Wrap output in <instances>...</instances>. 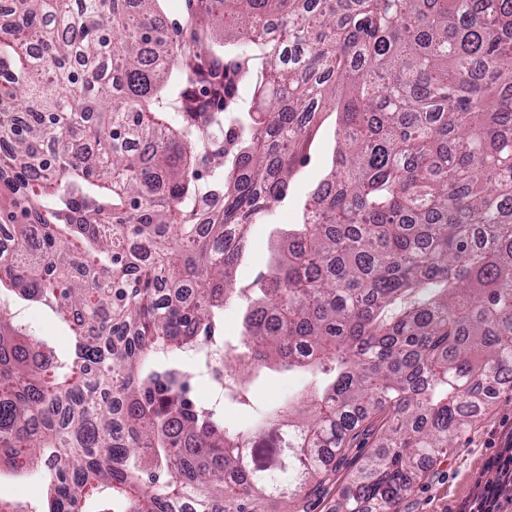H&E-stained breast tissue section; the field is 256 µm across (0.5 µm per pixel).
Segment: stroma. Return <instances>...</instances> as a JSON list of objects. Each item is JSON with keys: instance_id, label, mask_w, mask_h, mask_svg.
Returning a JSON list of instances; mask_svg holds the SVG:
<instances>
[{"instance_id": "35a3bbf8", "label": "stroma", "mask_w": 512, "mask_h": 512, "mask_svg": "<svg viewBox=\"0 0 512 512\" xmlns=\"http://www.w3.org/2000/svg\"><path fill=\"white\" fill-rule=\"evenodd\" d=\"M338 116L328 113L310 151V158L299 166L288 197L277 203L270 219L251 225L248 247L237 270L239 287H249L258 274L265 271L271 257L276 230L296 223L306 195L331 167L337 145ZM9 302L16 322L25 325L30 334L54 347L58 355L71 349L68 328L46 307L10 295ZM316 375L303 371L264 372L250 383L249 406L225 405L224 423L239 427L250 410H263L287 401L301 389L314 386ZM373 427L363 425L342 455L337 456L322 486L305 501V512H336V503L346 489L349 474L371 453ZM512 445V383L500 386L497 395L476 418L471 430L452 448L447 457L437 460L411 492L402 496L395 512H459L461 506L478 492V482L486 465L502 448ZM48 482L42 463L31 464L23 472L0 470V501L20 503L28 512H39L47 495Z\"/></svg>"}]
</instances>
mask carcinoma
<instances>
[{"instance_id": "cac0c4a2", "label": "carcinoma", "mask_w": 512, "mask_h": 512, "mask_svg": "<svg viewBox=\"0 0 512 512\" xmlns=\"http://www.w3.org/2000/svg\"><path fill=\"white\" fill-rule=\"evenodd\" d=\"M160 2L0 17V289L74 333L61 358L0 297V468L41 461L45 512L99 493L118 512H265L377 415L336 512H394L512 379V0H185L186 39ZM336 103L331 170L236 287L249 226ZM241 294L220 363L218 311ZM179 351L244 406L263 369L323 380L230 429Z\"/></svg>"}]
</instances>
